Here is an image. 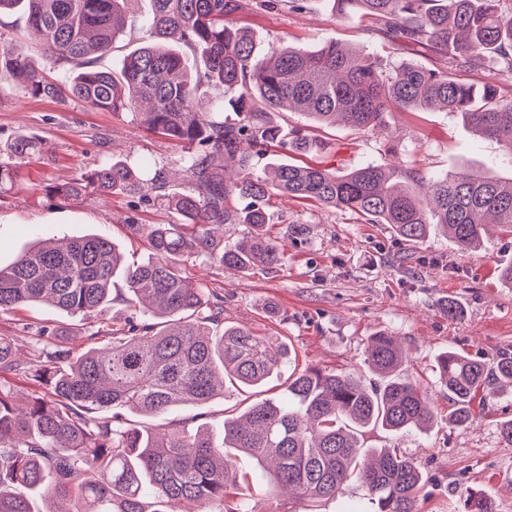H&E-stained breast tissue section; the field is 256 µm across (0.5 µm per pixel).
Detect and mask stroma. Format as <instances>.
<instances>
[{
  "mask_svg": "<svg viewBox=\"0 0 512 512\" xmlns=\"http://www.w3.org/2000/svg\"><path fill=\"white\" fill-rule=\"evenodd\" d=\"M149 10L148 0H131L128 27L98 60V68L119 71L124 57L146 41ZM235 21L252 30L261 54L285 39L307 50L334 41L391 67L410 58L393 50L362 13H335L332 0H305L295 12L278 8L240 13ZM410 59L429 68L438 64L423 53ZM272 119L285 134L307 128L324 147L301 155L280 145L267 151L268 163L303 161L337 170L380 163L387 159L384 147L393 129L401 133L398 148L405 166L429 173L468 169L512 177V156L451 112H394L386 118L387 129L365 134L341 124L314 125L293 111L273 113ZM20 135L39 136L46 150L23 164L17 182L0 191L1 264L12 262L32 242L83 235L109 238L127 261L147 258L144 238L135 227L173 223L162 201L136 195L65 201L52 188L105 159L174 166L186 153L181 143L148 132L125 112H99L72 101L31 98L13 85L0 87V145ZM269 210L274 216L269 233L287 252L283 266L245 274L215 266L187 269L223 298L224 323L248 327L286 345L297 369L317 365L355 372L368 384L375 380L363 365L368 336L379 331L398 336L408 352L402 374L427 391L439 420L430 432L412 430L400 436L366 428L364 447L398 448L414 459L426 477L421 512H465L468 489L492 494L497 512H512V445L499 434L501 423L512 419V396H486L473 426L449 427L448 394L435 369L437 356L450 349L486 362L512 352V288L498 278L501 266L512 263V238L497 235L482 248L461 254L440 235L412 248L389 225L367 224L351 213L309 201L274 197ZM451 301L461 310L454 319L445 313ZM19 318L73 331V344L80 350L92 328L81 317L36 306L16 317L0 316V333L13 332ZM284 394L281 377L255 387L228 386L222 397L175 407L149 423L157 432L170 433L199 417L219 428L251 404ZM237 460L245 475L239 496L250 512H303L304 503L291 504L279 495L265 469L243 454Z\"/></svg>",
  "mask_w": 512,
  "mask_h": 512,
  "instance_id": "35a3bbf8",
  "label": "stroma"
}]
</instances>
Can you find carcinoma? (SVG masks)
<instances>
[{
  "label": "carcinoma",
  "instance_id": "carcinoma-1",
  "mask_svg": "<svg viewBox=\"0 0 512 512\" xmlns=\"http://www.w3.org/2000/svg\"><path fill=\"white\" fill-rule=\"evenodd\" d=\"M128 0H0V14L22 8L41 37L38 50L0 45V83L31 97L70 98L99 111L128 112L148 130L191 148L181 162L185 187L169 191L167 169L148 177L123 161H105L87 175L54 187L64 200L83 195L146 196L156 192L178 219L139 228L150 257L132 266L100 235L33 246L0 266V315L46 303L87 320L112 300L122 272L133 308L153 321L101 324L95 346L79 354L47 326L22 325L32 353L19 356L14 337L0 335V512H30L29 493L69 499L50 512H249L237 495L236 467L224 449L267 464L277 489L309 503L334 500L356 479L377 512H417L424 484L419 467L395 448L364 449L359 432L399 433L437 419L421 387L400 375L397 338L370 337L364 363L379 378L367 386L354 373L291 368L290 352L243 326L210 331L205 284L184 272L188 262L247 273L276 268L283 245L267 233L266 201L312 200L389 224L415 247L443 233L460 252L483 244L490 229L512 236V181L466 169L428 175L392 163L346 171L276 163L258 166L280 143L270 114L291 109L319 125L340 121L366 133L392 110L462 114L484 137L512 154V0H333L340 14L363 11L380 24L395 50L440 57L442 67L404 63L390 69L361 51L329 42L311 51L280 41L254 60L249 31L229 18L254 9H302L304 0H152L149 39L125 58L120 76L94 67L127 24ZM67 76H44L42 58ZM477 72L484 81L460 78ZM216 92L207 102L203 87ZM231 90L236 119H224ZM42 150L35 136L4 148L0 186L14 183L20 162ZM214 224H241L232 245L214 238ZM436 368L448 390V427L475 421L472 402L490 388L512 394V353L489 365L449 350ZM288 372L286 398L252 405L224 422L216 440L207 424L183 423L170 435L124 423L105 408L146 416L224 395V383L252 387ZM465 512H496L483 490L465 491Z\"/></svg>",
  "mask_w": 512,
  "mask_h": 512
}]
</instances>
